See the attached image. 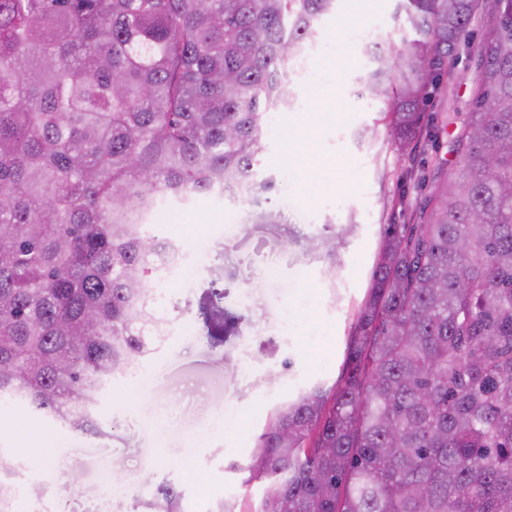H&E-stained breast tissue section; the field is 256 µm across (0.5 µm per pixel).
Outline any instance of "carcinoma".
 Wrapping results in <instances>:
<instances>
[{
  "mask_svg": "<svg viewBox=\"0 0 512 512\" xmlns=\"http://www.w3.org/2000/svg\"><path fill=\"white\" fill-rule=\"evenodd\" d=\"M334 2L0 0V400L105 435L100 393L159 346L156 213L251 181L288 63ZM476 8L408 0L414 37L366 48L363 90L396 147L418 138ZM483 43L458 169L419 223L385 229L338 384L275 408L248 512H512V0ZM354 228L285 243L334 275ZM219 296L196 303L214 341L231 326ZM133 512H183L182 493L159 484Z\"/></svg>",
  "mask_w": 512,
  "mask_h": 512,
  "instance_id": "cac0c4a2",
  "label": "carcinoma"
}]
</instances>
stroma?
Segmentation results:
<instances>
[{
  "label": "stroma",
  "mask_w": 512,
  "mask_h": 512,
  "mask_svg": "<svg viewBox=\"0 0 512 512\" xmlns=\"http://www.w3.org/2000/svg\"><path fill=\"white\" fill-rule=\"evenodd\" d=\"M495 3L478 0L456 57L430 90L424 127L409 153L392 144L382 98L361 92L372 67L365 43L379 38L394 50L412 35L400 0H336L320 18L312 74L291 80L297 106L273 112L257 164L261 177L276 181L262 207L283 211L287 223H251L249 214L214 196L165 207L157 219L160 232L187 247L205 238L223 253L224 279L216 286L234 330L222 344L207 339L193 303L213 285L208 272H190L172 284L185 309L168 340L102 392L97 415L105 436L89 438L21 404L0 403V453L30 460L49 477L75 476L50 512H68L76 494L112 512H132L135 497L149 496L165 480L181 490L183 512L220 499L245 507L261 500L264 480L248 479L243 467L273 410L301 389L339 379L354 310L367 295L387 225L412 223L433 177L454 163L449 141L471 110L475 60ZM286 127L297 131L296 158L340 165L339 185L280 162ZM364 129L373 137L360 138ZM344 224L355 232L338 251L335 275L323 258L284 245L289 233ZM188 457L197 471L179 469Z\"/></svg>",
  "instance_id": "stroma-1"
}]
</instances>
